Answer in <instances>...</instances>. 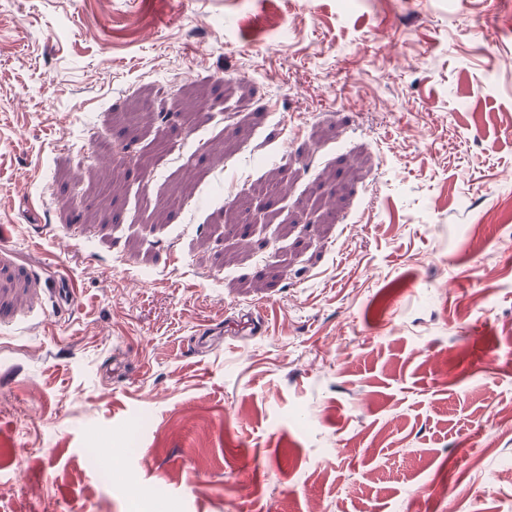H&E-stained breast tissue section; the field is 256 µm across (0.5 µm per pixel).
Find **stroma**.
<instances>
[{
  "label": "stroma",
  "instance_id": "obj_1",
  "mask_svg": "<svg viewBox=\"0 0 512 512\" xmlns=\"http://www.w3.org/2000/svg\"><path fill=\"white\" fill-rule=\"evenodd\" d=\"M503 199L512 0H0V512H512Z\"/></svg>",
  "mask_w": 512,
  "mask_h": 512
}]
</instances>
